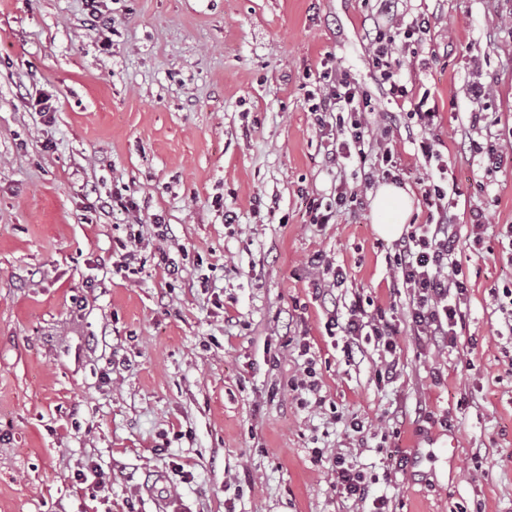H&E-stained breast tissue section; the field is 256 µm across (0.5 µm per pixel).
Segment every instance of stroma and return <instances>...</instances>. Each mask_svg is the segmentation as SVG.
Segmentation results:
<instances>
[{"label": "stroma", "instance_id": "35a3bbf8", "mask_svg": "<svg viewBox=\"0 0 512 512\" xmlns=\"http://www.w3.org/2000/svg\"><path fill=\"white\" fill-rule=\"evenodd\" d=\"M380 4L99 0L112 23L98 31L86 0H0V512H159L162 500L175 512H372L337 492L339 452L386 512H512V337L493 298L512 287V0H398L391 16ZM419 15L429 34L402 51L397 76L438 113L428 137L452 162L469 282L444 349L410 331L412 292L362 184L392 149L409 221L429 223L437 164L365 38ZM331 69L388 132L343 169L326 161L335 128L309 111ZM478 109L487 118L470 127ZM473 141L501 149L499 167L474 161ZM342 184L357 202L310 223V198L333 202ZM133 223L135 275L116 266ZM163 253L176 274L159 268ZM316 254L346 274L323 295ZM357 299L398 331L392 378L378 377L374 345L350 360L328 330ZM310 358L319 407L289 392ZM355 416L368 433L349 429ZM177 464L185 479L145 491ZM93 466L105 488L75 482Z\"/></svg>", "mask_w": 512, "mask_h": 512}]
</instances>
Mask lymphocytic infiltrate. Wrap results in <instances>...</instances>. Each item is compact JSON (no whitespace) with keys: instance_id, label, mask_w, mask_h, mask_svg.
I'll return each mask as SVG.
<instances>
[{"instance_id":"lymphocytic-infiltrate-1","label":"lymphocytic infiltrate","mask_w":512,"mask_h":512,"mask_svg":"<svg viewBox=\"0 0 512 512\" xmlns=\"http://www.w3.org/2000/svg\"><path fill=\"white\" fill-rule=\"evenodd\" d=\"M428 32L427 20L417 17L392 34L379 27L368 33L372 64L388 83L392 98L408 96L406 85L396 77L400 65L399 47L422 42ZM316 95L312 110L317 124L323 126L328 118H335L336 130L342 137L332 154L333 161L341 164L352 156H364L365 147L371 144L374 133L361 116L360 93L348 75L337 74L331 82L317 89ZM447 196L444 183L433 182L425 187L423 198L428 207L435 209L438 219L436 223L419 225L405 234L396 243L390 261L414 293L408 310L414 335L423 341L436 342L444 338L453 347L457 344L458 327L463 320L461 306L467 299L468 281L457 258L459 240L448 222V209L444 205ZM343 331L352 338L347 345V355H354L356 338L366 337L373 340L383 355L380 374L394 373L399 364L397 331L387 320L385 310L379 308L370 312L362 303H353Z\"/></svg>"}]
</instances>
